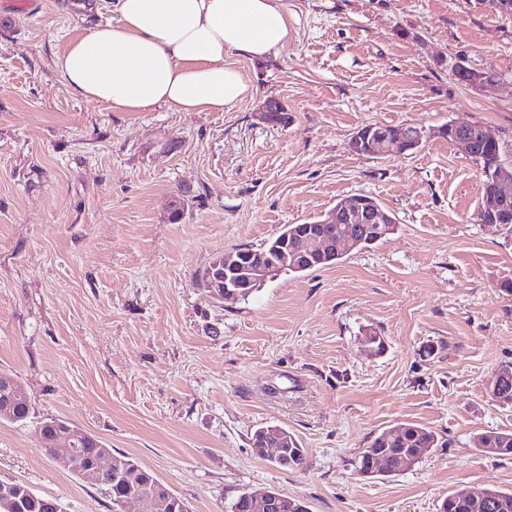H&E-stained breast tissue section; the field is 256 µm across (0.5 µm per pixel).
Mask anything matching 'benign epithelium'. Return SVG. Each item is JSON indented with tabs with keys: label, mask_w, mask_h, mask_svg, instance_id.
Wrapping results in <instances>:
<instances>
[{
	"label": "benign epithelium",
	"mask_w": 512,
	"mask_h": 512,
	"mask_svg": "<svg viewBox=\"0 0 512 512\" xmlns=\"http://www.w3.org/2000/svg\"><path fill=\"white\" fill-rule=\"evenodd\" d=\"M446 137L459 144L472 159L477 158L476 141L470 135L465 124L450 122L428 131L423 127H394L387 133H375L371 125L357 130L350 138L348 148L355 154L369 150L375 156L384 155L391 150L400 154L413 152L431 137ZM495 193L492 197L489 218L482 220L487 226H499L512 220V170L500 168L495 179ZM393 217L381 208L370 196L359 194L336 204L327 215L310 224H303L280 233L268 252L257 255L243 250L226 251L219 255L214 272L210 274L208 290L212 298L238 299L247 294L248 289L260 282L277 278L293 269L297 272L310 270L315 261L322 259L331 262L342 249L332 242L326 233L327 224H361L362 236L385 235ZM92 439V436L66 427L64 448L76 454ZM268 512H308L305 502L300 498L284 496L278 492L267 491L257 495Z\"/></svg>",
	"instance_id": "obj_1"
}]
</instances>
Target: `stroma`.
Masks as SVG:
<instances>
[{
	"mask_svg": "<svg viewBox=\"0 0 512 512\" xmlns=\"http://www.w3.org/2000/svg\"><path fill=\"white\" fill-rule=\"evenodd\" d=\"M282 3L291 35L277 56L224 57L251 87L229 111L113 112L54 66L102 15L0 0V372L30 403L24 423L0 422V478L64 512L112 503L46 455L52 418L135 459L190 512L264 490L310 512H439L460 489L512 491V458L476 449L512 431V409L488 396L512 361V231L477 223L481 169L448 139L404 155L348 148L369 124L477 123L512 164V13L485 0ZM462 59L497 83L461 84ZM270 98L287 124L261 120ZM358 194L396 219L372 248L244 300L200 287L217 255ZM409 422L443 446L361 474L371 439ZM275 425L305 448L302 468L255 452V431Z\"/></svg>",
	"mask_w": 512,
	"mask_h": 512,
	"instance_id": "stroma-1",
	"label": "stroma"
}]
</instances>
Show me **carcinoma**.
I'll list each match as a JSON object with an SVG mask.
<instances>
[{
    "label": "carcinoma",
    "mask_w": 512,
    "mask_h": 512,
    "mask_svg": "<svg viewBox=\"0 0 512 512\" xmlns=\"http://www.w3.org/2000/svg\"><path fill=\"white\" fill-rule=\"evenodd\" d=\"M478 145L483 147L479 152L482 176L483 193L478 205L477 220L483 219V206L485 200L493 194L494 179L497 176L499 165L502 163V147L498 143L488 145L482 141ZM24 391L23 385L11 374L0 372V421L20 423L27 419L29 406L17 393ZM490 402L500 407H512V367L499 368L488 385ZM400 432L391 435L386 429L376 435L365 448L358 461V470L362 474L375 472L393 474L405 471L418 462L416 449L437 448L441 445V438L436 432L414 423L399 425ZM287 438L282 455V469H298L305 463V449L301 448L295 436L282 429ZM105 447L100 440H95V447L85 448L77 457L63 462L60 458V449L53 444H45L46 454L61 470L87 481L88 462L98 449ZM478 451L486 455L500 458L512 457V431H487L479 437ZM118 464L121 475L112 479L108 484L90 482L108 495L112 506L119 512H136V503L144 494L161 489L163 484L132 458L120 455L113 457ZM22 506L0 500V512H49V504L60 505V502L51 497H44L33 492L21 496ZM230 512H266L248 494H241L231 505ZM441 512H512V493L500 490H491L490 496L480 502L466 498L448 496L441 505Z\"/></svg>",
    "instance_id": "cac0c4a2"
}]
</instances>
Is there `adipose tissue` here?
<instances>
[{"label": "adipose tissue", "mask_w": 512, "mask_h": 512, "mask_svg": "<svg viewBox=\"0 0 512 512\" xmlns=\"http://www.w3.org/2000/svg\"><path fill=\"white\" fill-rule=\"evenodd\" d=\"M115 13L75 39L54 65L72 93L114 112L159 104L183 112H225L250 86L225 64L277 55L290 23L281 0H100Z\"/></svg>", "instance_id": "1"}]
</instances>
